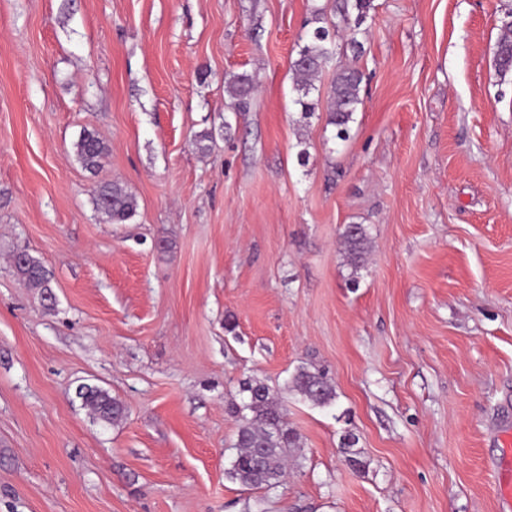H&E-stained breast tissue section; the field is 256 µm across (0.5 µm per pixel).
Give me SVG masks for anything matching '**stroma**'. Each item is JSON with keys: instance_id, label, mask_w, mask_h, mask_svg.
Segmentation results:
<instances>
[{"instance_id": "obj_1", "label": "stroma", "mask_w": 512, "mask_h": 512, "mask_svg": "<svg viewBox=\"0 0 512 512\" xmlns=\"http://www.w3.org/2000/svg\"><path fill=\"white\" fill-rule=\"evenodd\" d=\"M330 2L0 0V512H512V0H373L361 54L336 38L363 74L344 140L293 103ZM112 181L129 223L95 207ZM348 224L373 240L356 275ZM302 367L331 405L292 389ZM247 380L300 437L270 490L229 475ZM82 384L125 420H94ZM499 36L495 45L494 64L501 78L512 74V10L499 18ZM255 88V81L251 75L236 74L230 76L226 82V92L233 99L237 112H245L248 107V100ZM107 151L106 143L93 131L84 130L76 143L77 158L90 171H96L101 166ZM95 205L111 224H126L138 209L136 197L117 181L99 187ZM16 261L12 265L14 272L29 288H33L44 298L48 285H51V277L42 263L25 252H17L13 255ZM45 301L55 302L56 295L51 288L45 295ZM293 387L314 404L327 406L336 398V392L320 371L300 369L292 379Z\"/></svg>"}]
</instances>
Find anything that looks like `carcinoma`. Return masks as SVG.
I'll return each mask as SVG.
<instances>
[{"label": "carcinoma", "instance_id": "cac0c4a2", "mask_svg": "<svg viewBox=\"0 0 512 512\" xmlns=\"http://www.w3.org/2000/svg\"><path fill=\"white\" fill-rule=\"evenodd\" d=\"M372 0H335L332 9L319 8L314 11L315 27L303 43L298 45L295 58L290 63L295 105L300 107L301 118L307 119L316 111L318 103H326L328 124L336 128V137L344 140L355 113L362 103V74L352 65L336 68L333 79L326 90L317 85L328 63L336 54V42L330 31L338 30L335 18L345 23H354L349 28V44L360 47L356 30L366 20ZM495 69L500 77L512 74V10L499 18V36L494 51ZM255 88V81L248 74L230 76L226 92L234 100L238 112H244ZM108 151L106 143L93 131L85 130L76 143L79 162L90 171L101 166ZM95 205L112 224H125L138 209L136 197L126 187L114 181L97 190ZM341 243L345 258L352 268L364 266L370 247L367 228L362 224H347L341 232ZM13 269L28 287L45 295L51 284L49 272L42 263L25 252L14 254ZM293 387L307 399L320 406H327L336 398V392L319 371L300 369L292 379ZM241 391L247 400L235 404L231 413L240 421L233 447L236 455L232 461L230 475L248 490L271 489L280 484L286 470L287 452L298 447L299 436L288 426L284 409L271 396L269 388L258 381H245ZM81 400L93 418L117 425L126 417L124 404L101 388H90L81 395Z\"/></svg>", "mask_w": 512, "mask_h": 512}]
</instances>
